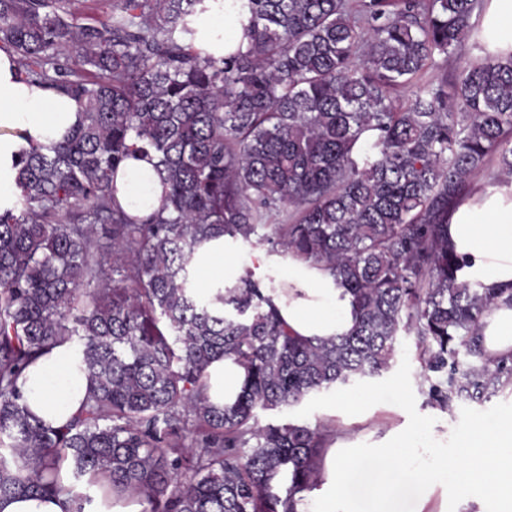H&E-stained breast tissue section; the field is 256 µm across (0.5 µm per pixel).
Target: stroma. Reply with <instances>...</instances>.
<instances>
[{
    "label": "stroma",
    "instance_id": "1",
    "mask_svg": "<svg viewBox=\"0 0 512 512\" xmlns=\"http://www.w3.org/2000/svg\"><path fill=\"white\" fill-rule=\"evenodd\" d=\"M224 247L241 269H248L255 263L261 264L260 280L276 285L285 282L286 262L275 257H256L253 247L239 241H225ZM420 371L415 338L400 335L392 368L383 376L368 379L361 386L362 391H377L381 397L361 409L365 421L354 427V438L358 444L371 447L378 444L391 428L419 424L425 427L426 436L434 449L450 451L471 424L512 407V390L507 389L483 399H454L445 410L430 406L419 386ZM341 396V391L336 390L311 397L299 407L283 413L262 411L258 414V420L265 424L291 419L314 425L329 419L335 411V401L340 400Z\"/></svg>",
    "mask_w": 512,
    "mask_h": 512
}]
</instances>
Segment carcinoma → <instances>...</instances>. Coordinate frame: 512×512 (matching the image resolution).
<instances>
[{
    "label": "carcinoma",
    "mask_w": 512,
    "mask_h": 512,
    "mask_svg": "<svg viewBox=\"0 0 512 512\" xmlns=\"http://www.w3.org/2000/svg\"><path fill=\"white\" fill-rule=\"evenodd\" d=\"M97 4L0 0V49L83 108L63 140L21 155L0 213V496L56 494L68 460L74 482L103 473L142 512H296L338 427L257 412L383 375L402 332L434 407L512 383L480 337L512 288L459 280L448 243L475 180L512 181V53L482 27L486 0ZM215 8L249 15L246 51L196 46ZM469 40L479 56L453 81L422 80ZM136 156L165 185L143 216L116 199ZM221 234L333 277L353 328L293 334L275 303L288 285L249 270L200 295L192 258ZM66 341L90 386L53 428L18 403V381ZM220 358L245 371L223 406L207 384Z\"/></svg>",
    "instance_id": "1"
}]
</instances>
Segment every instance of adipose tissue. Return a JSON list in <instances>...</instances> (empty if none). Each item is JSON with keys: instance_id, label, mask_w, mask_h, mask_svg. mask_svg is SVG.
Masks as SVG:
<instances>
[{"instance_id": "ef3b65f1", "label": "adipose tissue", "mask_w": 512, "mask_h": 512, "mask_svg": "<svg viewBox=\"0 0 512 512\" xmlns=\"http://www.w3.org/2000/svg\"><path fill=\"white\" fill-rule=\"evenodd\" d=\"M245 17L210 14L202 18L203 39L215 55L247 49L243 36ZM493 44L512 52V0H490L482 18ZM82 108L72 96L53 88L31 85L20 75L15 57L0 49V209L14 200L17 154L27 146L60 140L77 125ZM162 178L147 161L129 160L117 174L118 198L147 199L149 209L160 205ZM448 240L466 264L462 279L487 286L512 288V184L480 186L459 204L448 222ZM193 268L205 296L236 278L240 270L229 260L223 238L203 244ZM290 289L278 298L283 319L303 337L341 335L354 325L351 298L332 277L297 264L288 266ZM483 347L494 361L512 359V305L499 304L482 319ZM209 396L221 405L233 401L245 374L229 360L213 362L209 369ZM89 379L80 367L73 344L64 342L43 352L19 381L20 402L44 423L58 427L82 409ZM417 430L396 429L375 448H361L352 441L332 445L323 462L319 488L297 493V512H358L348 487L363 464H372L378 479L368 493L367 512H389L398 484L417 489V512H447L437 502L440 489H452L460 500L477 499L479 512H512V410L485 419L459 440L458 453L450 459L419 455ZM60 492L44 499L34 496L0 498V512H141L131 497L104 495L101 475L74 483L69 462L58 471Z\"/></svg>"}]
</instances>
